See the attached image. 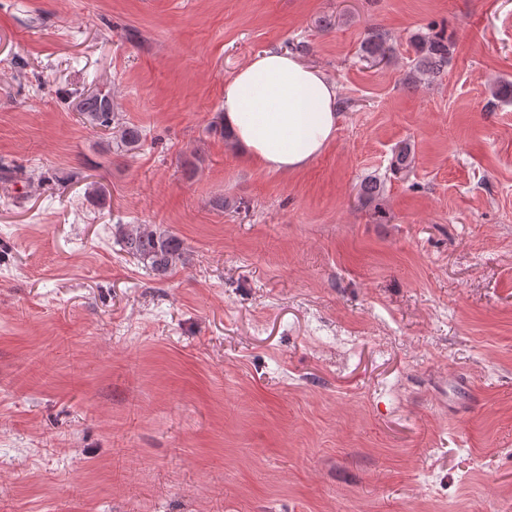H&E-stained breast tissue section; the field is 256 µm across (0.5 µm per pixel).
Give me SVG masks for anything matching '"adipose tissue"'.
Listing matches in <instances>:
<instances>
[{"label":"adipose tissue","mask_w":512,"mask_h":512,"mask_svg":"<svg viewBox=\"0 0 512 512\" xmlns=\"http://www.w3.org/2000/svg\"><path fill=\"white\" fill-rule=\"evenodd\" d=\"M339 108L333 80L277 47L225 79L220 103L234 146L260 168L286 174L305 168L334 139Z\"/></svg>","instance_id":"1"}]
</instances>
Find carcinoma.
Segmentation results:
<instances>
[{
  "label": "carcinoma",
  "instance_id": "1",
  "mask_svg": "<svg viewBox=\"0 0 512 512\" xmlns=\"http://www.w3.org/2000/svg\"><path fill=\"white\" fill-rule=\"evenodd\" d=\"M386 38L381 33L372 35L365 43L363 52L371 58L384 57ZM450 44L441 33L422 35L417 40L415 70L421 75L440 73L448 64ZM78 111L85 123L93 128L112 130L115 113L112 95L108 91H96L78 103ZM118 144L124 152L139 149L146 140L144 130L135 124H122L116 130ZM115 237L121 249L139 259L157 277H164L184 254V242L169 231H156L138 224L115 225Z\"/></svg>",
  "mask_w": 512,
  "mask_h": 512
}]
</instances>
